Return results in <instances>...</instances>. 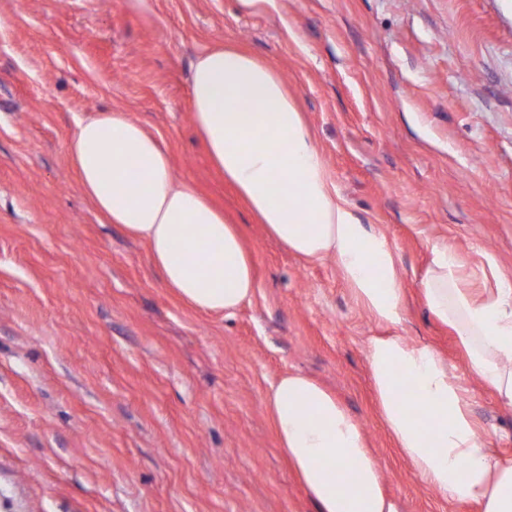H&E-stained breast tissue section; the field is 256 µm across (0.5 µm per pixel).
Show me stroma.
I'll list each match as a JSON object with an SVG mask.
<instances>
[{
    "label": "stroma",
    "mask_w": 512,
    "mask_h": 512,
    "mask_svg": "<svg viewBox=\"0 0 512 512\" xmlns=\"http://www.w3.org/2000/svg\"><path fill=\"white\" fill-rule=\"evenodd\" d=\"M219 43L275 68L331 181L398 255L401 334L456 367L512 454V407L420 294L435 242L472 287L489 256L512 279V0H0V512H315L264 406L290 371L364 426L399 512H448L378 418L376 323L331 260L267 235L203 148L191 66ZM113 108L241 226L258 291L234 313L181 303L83 194L77 124Z\"/></svg>",
    "instance_id": "1"
}]
</instances>
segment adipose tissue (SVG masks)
<instances>
[{"instance_id": "ef3b65f1", "label": "adipose tissue", "mask_w": 512, "mask_h": 512, "mask_svg": "<svg viewBox=\"0 0 512 512\" xmlns=\"http://www.w3.org/2000/svg\"><path fill=\"white\" fill-rule=\"evenodd\" d=\"M189 105L212 163L269 235L298 258L331 259L353 299L387 327L368 343L367 369L380 418L415 476L446 501L512 512V456L487 443L467 389L439 351L398 333L396 254L347 206L274 68L234 46L208 48L192 66ZM70 162L99 216L147 246L181 301L230 314L254 296V265L237 226L175 175L160 140L127 112L80 121ZM465 268L451 245H433L426 307L456 333L484 387L512 405V281L498 277L479 292ZM264 403L317 512H398L363 425L335 394L290 372Z\"/></svg>"}]
</instances>
